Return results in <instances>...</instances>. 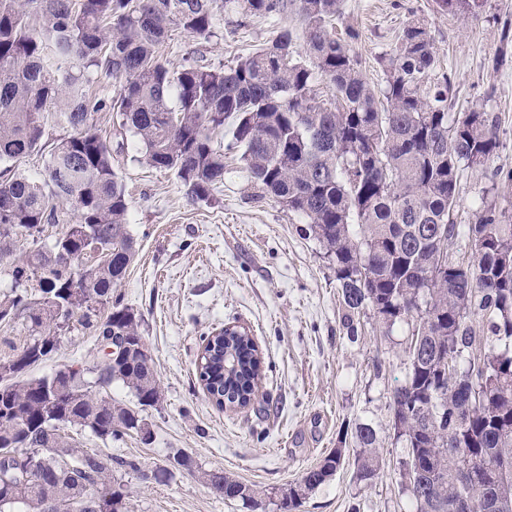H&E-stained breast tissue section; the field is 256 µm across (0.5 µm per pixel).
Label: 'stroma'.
<instances>
[{
	"mask_svg": "<svg viewBox=\"0 0 512 512\" xmlns=\"http://www.w3.org/2000/svg\"><path fill=\"white\" fill-rule=\"evenodd\" d=\"M422 21L435 44L434 76L448 75L451 113L480 110L499 118L501 147L480 167L463 170L456 219L474 223L479 208L494 202L512 215V0H485L477 14H449L435 0H344L332 22L350 41L364 76L383 85L381 58L399 44L405 26ZM295 14L276 19L225 10L209 41L172 31L159 48L174 65L232 66L299 27ZM125 188L129 229L137 255L114 298L141 314V333L161 381L163 397L148 409L149 443L131 435L107 442L90 433L79 441L107 459L134 457L146 468L165 465L174 450L204 470H223L263 488L295 482L338 444L343 432L366 422L384 428L390 390L404 376L405 325L382 336L373 318L357 320L356 335L343 325L344 308L333 268L319 243L301 231L303 217L284 210L258 190L242 164L227 160L224 181L211 202H191L171 171L141 163L134 138L112 159ZM227 324L249 330L264 354V379L254 403L242 411L218 410L198 380L202 339ZM93 334L65 331L51 360L32 370L53 374L61 365L99 360ZM382 371H375V360ZM385 469L372 485L353 478L345 463L302 512H412L399 490L394 465L401 447L385 444ZM129 512H244L185 473L167 484L131 479Z\"/></svg>",
	"mask_w": 512,
	"mask_h": 512,
	"instance_id": "35a3bbf8",
	"label": "stroma"
}]
</instances>
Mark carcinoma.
Instances as JSON below:
<instances>
[{"label":"carcinoma","mask_w":512,"mask_h":512,"mask_svg":"<svg viewBox=\"0 0 512 512\" xmlns=\"http://www.w3.org/2000/svg\"><path fill=\"white\" fill-rule=\"evenodd\" d=\"M343 0H0V162L53 142L36 181L15 170L0 180V323L24 335L0 359V451L19 433L27 445L0 456V512H128L131 490L112 464L75 446L66 430L105 441L152 430L142 412L162 387L154 363L138 350L141 316L112 300L135 254L125 189L112 164V141L94 122L106 107L131 135L147 165L173 172L194 202H209L224 180V151L240 160L262 195L306 220L334 269L344 322L367 313L389 333L408 326L404 379L389 393L383 433L402 445L394 468L415 512H454L471 495V512H498L512 499V224L490 203L473 224H457L461 168L497 153L498 121L473 110L452 116L444 76L424 87L436 57L427 26L410 22L396 50L382 57L385 82L367 83L350 46L329 30ZM485 0H436L439 10L478 13ZM250 16L294 10L305 27V55L292 31L229 68L170 66L158 53L171 29L211 37L226 7ZM119 81L118 98L91 101L87 84ZM329 82L334 99H319ZM426 92H421V88ZM233 118L231 139L224 122ZM45 224L62 225L41 241ZM30 242L16 257L14 244ZM469 256H457L459 243ZM96 245L103 259L85 263ZM69 263L63 265L59 255ZM477 317L489 324L479 336ZM94 333L121 358L92 366L66 364L53 377L32 368L52 359L61 323ZM199 380L220 409L245 410L263 380V355L250 331L227 326L204 337ZM122 383L138 409L102 397L98 387ZM381 431L359 423L353 433L355 479L373 484L383 468ZM333 448L288 485V495L222 471L200 478L247 512H299L345 461ZM144 482L166 484L176 471H197L184 452L143 469L117 461Z\"/></svg>","instance_id":"cac0c4a2"}]
</instances>
